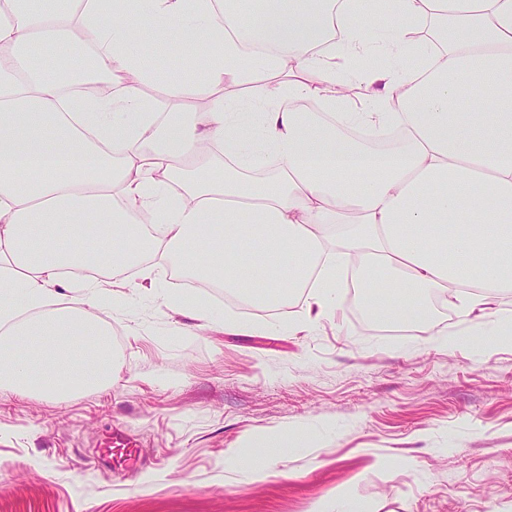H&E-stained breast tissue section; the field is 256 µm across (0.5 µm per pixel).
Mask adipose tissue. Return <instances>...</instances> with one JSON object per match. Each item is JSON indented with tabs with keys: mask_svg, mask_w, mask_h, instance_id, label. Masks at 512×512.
<instances>
[{
	"mask_svg": "<svg viewBox=\"0 0 512 512\" xmlns=\"http://www.w3.org/2000/svg\"><path fill=\"white\" fill-rule=\"evenodd\" d=\"M57 3L0 0V389L111 387L99 310L150 289L211 323L192 281L270 310L302 297L319 317L357 288L385 328L426 322L432 292L474 314L439 346L512 339L495 305L512 293V0ZM379 13L394 19L382 34L365 23ZM65 44L92 50V71L33 64ZM160 48L181 68L162 102L145 91ZM93 78L111 92H80ZM228 83L247 91L225 100ZM355 83L371 93L352 109ZM387 126L404 136L380 153L350 135ZM269 153L276 174L253 177ZM302 441L270 433L235 463L263 477Z\"/></svg>",
	"mask_w": 512,
	"mask_h": 512,
	"instance_id": "1",
	"label": "adipose tissue"
}]
</instances>
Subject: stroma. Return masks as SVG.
<instances>
[{
	"mask_svg": "<svg viewBox=\"0 0 512 512\" xmlns=\"http://www.w3.org/2000/svg\"><path fill=\"white\" fill-rule=\"evenodd\" d=\"M210 327L151 297L101 311L112 386L66 401L0 390V512H512V343L437 346L457 314L365 327L344 306L306 331L206 293ZM122 422L137 472L102 468ZM310 445L264 479L234 458L262 435Z\"/></svg>",
	"mask_w": 512,
	"mask_h": 512,
	"instance_id": "35a3bbf8",
	"label": "stroma"
}]
</instances>
